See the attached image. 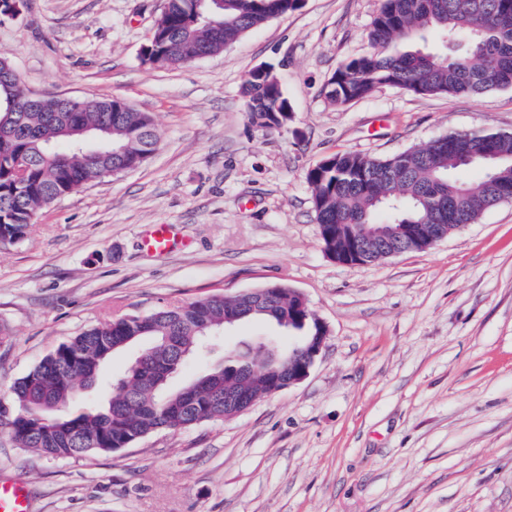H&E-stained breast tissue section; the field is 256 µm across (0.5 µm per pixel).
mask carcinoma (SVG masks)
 <instances>
[{
    "mask_svg": "<svg viewBox=\"0 0 512 512\" xmlns=\"http://www.w3.org/2000/svg\"><path fill=\"white\" fill-rule=\"evenodd\" d=\"M300 7L299 0H165V9L143 60L164 57L166 66L222 52L248 31ZM430 33L442 42L424 51L416 42ZM372 50L343 63L330 78L325 96L336 106L369 97L382 86L416 95H481L512 87V0H381L369 32ZM273 73L249 77L242 85L248 116L262 127L278 126L286 99ZM22 120L0 112V229L21 240L35 213L94 181L109 168L152 152L158 135L151 116L124 109L119 98L94 101L82 112H56L55 96L28 104L17 88ZM107 144L106 156L86 164L77 148L90 133ZM123 148L115 155L112 148ZM482 152L495 158L486 161ZM28 165L25 185L16 186L15 162ZM481 172L476 182L461 177ZM315 220L326 225L321 244L327 256L353 264L383 259L374 249L350 255L346 230L338 224H375L387 245L401 240L400 224H422L436 237L450 224H473L512 193V134L491 130L452 132L425 148H410L385 158L353 152L324 158L306 174ZM232 299L205 297L147 314H129L91 328L46 355L11 387L0 402V427L20 448L52 458L110 453L130 440L160 429L177 430L224 420V380L216 368L200 373L193 402L180 391L156 385L164 370L179 372L187 359L205 352L202 326L224 327ZM144 345L136 374L102 395L99 404L72 410L81 390L98 382L104 365L124 339Z\"/></svg>",
    "mask_w": 512,
    "mask_h": 512,
    "instance_id": "obj_1",
    "label": "carcinoma"
}]
</instances>
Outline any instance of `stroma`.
<instances>
[{
    "mask_svg": "<svg viewBox=\"0 0 512 512\" xmlns=\"http://www.w3.org/2000/svg\"><path fill=\"white\" fill-rule=\"evenodd\" d=\"M165 0H26L0 24L20 81L42 95L119 97L160 135L138 169L81 185L0 245V398L49 352L125 314L281 284L328 337L301 383L242 415L55 459L0 429V477L31 512H512V203L424 252L328 258L305 174L329 155L386 157L459 131L512 134V89L343 107L324 88L370 51L380 0H303L223 52L143 63ZM275 68L292 118L262 128L240 87ZM182 247L144 251L149 225ZM300 340L252 319L226 334Z\"/></svg>",
    "mask_w": 512,
    "mask_h": 512,
    "instance_id": "35a3bbf8",
    "label": "stroma"
}]
</instances>
